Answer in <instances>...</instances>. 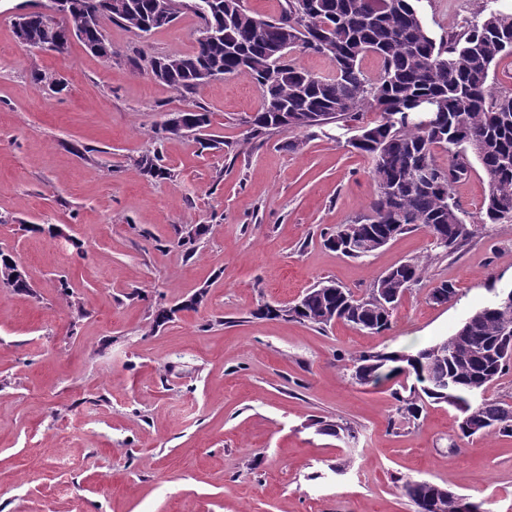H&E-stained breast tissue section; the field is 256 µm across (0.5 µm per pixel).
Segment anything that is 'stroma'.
<instances>
[{
  "label": "stroma",
  "mask_w": 512,
  "mask_h": 512,
  "mask_svg": "<svg viewBox=\"0 0 512 512\" xmlns=\"http://www.w3.org/2000/svg\"><path fill=\"white\" fill-rule=\"evenodd\" d=\"M49 4L0 0V249L32 286L0 293V512H415L399 476L512 512V437L461 438L445 404L418 424L391 423L390 385L352 377L359 352L434 344L512 289V223L479 225L447 257L421 228L346 257L325 236L376 193L368 159L348 144L355 122L296 152L292 130L247 139L243 120L261 106L248 76L191 98L144 60L190 52L193 11L146 34L105 21V59L76 40L62 53L20 47L16 14ZM484 5L418 8L441 38ZM197 104L221 148L157 137ZM148 152L171 178L137 170ZM187 224L208 227L189 257L176 245ZM406 261L425 269L383 333L255 315L329 279L364 295ZM446 280L456 297L430 301ZM202 287L205 306L153 328L157 306ZM318 419L350 425L355 440L319 434Z\"/></svg>",
  "instance_id": "stroma-1"
}]
</instances>
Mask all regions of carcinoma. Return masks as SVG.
<instances>
[{
	"instance_id": "obj_1",
	"label": "carcinoma",
	"mask_w": 512,
	"mask_h": 512,
	"mask_svg": "<svg viewBox=\"0 0 512 512\" xmlns=\"http://www.w3.org/2000/svg\"><path fill=\"white\" fill-rule=\"evenodd\" d=\"M71 12L83 26L77 39L92 53L112 58V43L103 20L112 18L129 28L148 33L172 24L182 0H169L164 21L156 19L158 0H69ZM417 0H287L284 14L260 18L243 0H215V8L200 17L203 38L192 52L153 56V75L172 89L197 93L198 73L212 78L245 74L258 86L261 107L246 121L247 138L273 130L292 129L314 135L331 123L355 121L368 110L376 117L359 127L351 146L365 155L377 194L368 213L341 224L327 244L351 258L366 256L397 236L423 228L432 246L444 254L461 249L474 234L468 212L453 196L455 184L468 179L473 163L482 168L488 185L483 223H512V94H497L490 84L496 59L512 56V13L490 7L478 21L440 40L422 21ZM47 48L63 52L70 38L60 23L45 13L18 16L16 29ZM288 48L313 52L335 65L330 79L315 76L301 65L276 57L272 50ZM372 53L383 66L373 78L361 68ZM417 100L433 106L429 122L411 115ZM211 125L202 107L178 112L162 132L200 134ZM448 155L438 160L436 151ZM158 154L145 153L135 162L150 176L166 178ZM207 232L181 234L177 246L191 254ZM361 246L347 250L344 235ZM423 267L405 262L390 268L364 296H357L333 280L323 281L290 306L264 305L256 315L267 319H298L322 328L342 320L359 330L380 334L390 328L393 310L402 294L421 278ZM29 293L31 285L15 256L0 250V290ZM457 294L443 281L429 299L443 304ZM195 296L174 307L155 310L153 327L171 322L180 311H196ZM354 379L361 385L393 381L395 413L408 422L420 419L428 404L452 400L467 404L458 417L460 437H512V403L487 398L485 392L512 366V303H492L471 316L448 338L411 351L362 352L353 359ZM318 432L342 441L356 439L344 424L318 419ZM400 489L415 512H461L470 498L445 487L414 479L401 480Z\"/></svg>"
}]
</instances>
